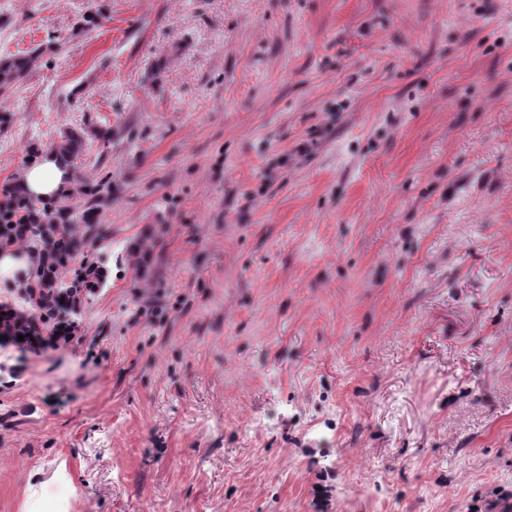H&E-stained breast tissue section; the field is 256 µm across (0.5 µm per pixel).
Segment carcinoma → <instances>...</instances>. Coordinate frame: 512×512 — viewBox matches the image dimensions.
Returning a JSON list of instances; mask_svg holds the SVG:
<instances>
[{"label":"carcinoma","instance_id":"1","mask_svg":"<svg viewBox=\"0 0 512 512\" xmlns=\"http://www.w3.org/2000/svg\"><path fill=\"white\" fill-rule=\"evenodd\" d=\"M39 49L30 54L0 60V93H6L28 76ZM51 154L72 175L70 195L84 200L75 210L45 202L31 195L21 180L0 189V252L10 249L21 253L26 263L9 274L21 304L0 307V331L9 341L43 340L42 333L67 327V336L80 330V306L83 300L106 283L101 263L84 253L88 240L104 234L94 225L101 195H112L108 182L87 183L75 176L77 159L82 154L81 137L69 132L51 145L33 149ZM79 266H74L78 255ZM70 269L64 277L60 271Z\"/></svg>","mask_w":512,"mask_h":512}]
</instances>
